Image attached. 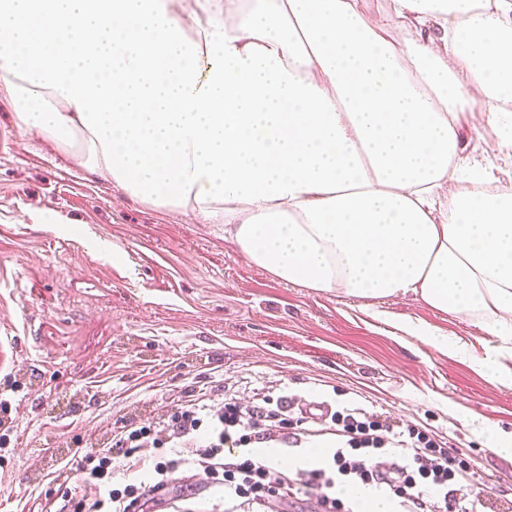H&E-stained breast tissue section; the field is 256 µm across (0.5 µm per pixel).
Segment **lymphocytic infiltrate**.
<instances>
[{"label": "lymphocytic infiltrate", "mask_w": 512, "mask_h": 512, "mask_svg": "<svg viewBox=\"0 0 512 512\" xmlns=\"http://www.w3.org/2000/svg\"><path fill=\"white\" fill-rule=\"evenodd\" d=\"M343 443L332 459L319 468L296 467L280 471L250 453L254 443L288 444L284 420L265 406L241 409L237 401L225 399L213 406L190 403L179 407L162 427L129 424L114 435L109 447L70 459L78 499L74 512H144L145 499L174 481L185 466L203 471L224 490L228 503L241 501L265 505L287 499L315 487L323 512H353L341 490L361 484L385 490L401 512H484L485 497L476 492L467 466L426 431L407 427L386 437V424L373 417L357 419L353 413L336 414ZM180 449L177 457L148 461L144 451L166 447ZM238 449L235 460L226 450ZM391 459V475H383L376 459ZM146 471L145 480L118 487L113 483L120 471Z\"/></svg>", "instance_id": "lymphocytic-infiltrate-1"}]
</instances>
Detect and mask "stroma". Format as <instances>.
<instances>
[{
  "label": "stroma",
  "mask_w": 512,
  "mask_h": 512,
  "mask_svg": "<svg viewBox=\"0 0 512 512\" xmlns=\"http://www.w3.org/2000/svg\"><path fill=\"white\" fill-rule=\"evenodd\" d=\"M485 353L479 329L414 298L340 299L279 281L219 225L130 200L14 118L0 91V512H59L74 452L193 399L307 398L429 431L492 512H512V386L448 357L406 322ZM145 512H224L203 472Z\"/></svg>",
  "instance_id": "1"
}]
</instances>
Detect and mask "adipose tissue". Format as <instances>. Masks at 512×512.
I'll return each mask as SVG.
<instances>
[{"label": "adipose tissue", "mask_w": 512, "mask_h": 512, "mask_svg": "<svg viewBox=\"0 0 512 512\" xmlns=\"http://www.w3.org/2000/svg\"><path fill=\"white\" fill-rule=\"evenodd\" d=\"M170 2L0 0L20 123L283 282L469 321L484 357L404 329L511 385L512 0H390L399 39L359 0ZM468 150L481 151L485 142L496 138V131L490 123L489 112L482 105L474 106L466 115Z\"/></svg>", "instance_id": "1"}]
</instances>
